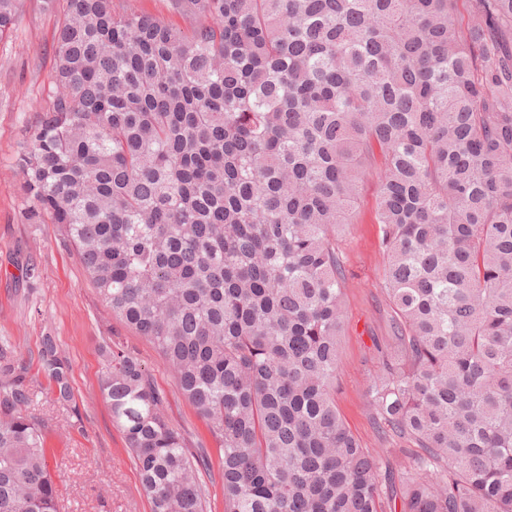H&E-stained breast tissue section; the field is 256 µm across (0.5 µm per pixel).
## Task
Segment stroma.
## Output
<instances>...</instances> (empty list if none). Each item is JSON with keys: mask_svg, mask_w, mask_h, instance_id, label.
<instances>
[{"mask_svg": "<svg viewBox=\"0 0 512 512\" xmlns=\"http://www.w3.org/2000/svg\"><path fill=\"white\" fill-rule=\"evenodd\" d=\"M56 9L25 0L8 36L0 38V345L36 364L41 338L53 333L72 368L75 409L54 401L39 380L30 412L49 433V468L59 490V512H150L139 474L125 451L98 389V347L105 339L134 352L164 391L166 412L188 448L216 443L180 393L160 351L113 316L56 225L28 224L14 177L17 144L43 105L54 72ZM377 184L367 180L339 239L348 277L336 404L366 447L400 472L406 440L381 432L367 392L382 372L380 348L391 336L390 307L382 290L383 253L373 222ZM36 267L26 277L27 264Z\"/></svg>", "mask_w": 512, "mask_h": 512, "instance_id": "35a3bbf8", "label": "stroma"}]
</instances>
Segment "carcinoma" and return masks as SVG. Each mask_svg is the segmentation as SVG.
Instances as JSON below:
<instances>
[{"mask_svg": "<svg viewBox=\"0 0 512 512\" xmlns=\"http://www.w3.org/2000/svg\"><path fill=\"white\" fill-rule=\"evenodd\" d=\"M170 0L184 31L64 0L52 88L19 144L29 224L58 225L112 315L152 342L219 443L194 454L140 359L99 391L150 512H512V0ZM21 0H0V37ZM392 310L379 426L336 406V229L360 188ZM38 371L72 403L41 338ZM24 361L0 356V512H58Z\"/></svg>", "mask_w": 512, "mask_h": 512, "instance_id": "1", "label": "carcinoma"}]
</instances>
